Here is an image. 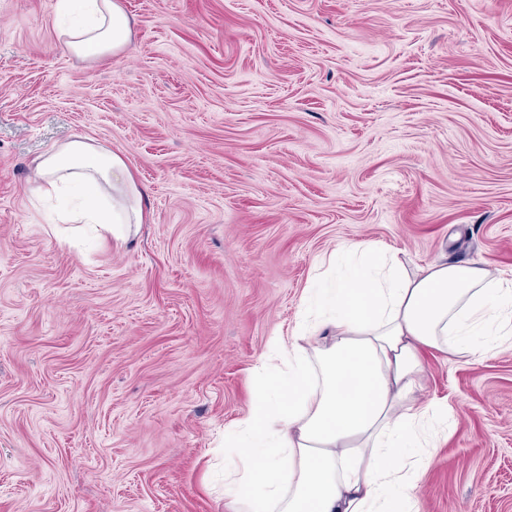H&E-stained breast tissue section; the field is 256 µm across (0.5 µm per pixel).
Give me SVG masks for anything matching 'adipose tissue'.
I'll return each mask as SVG.
<instances>
[{
  "label": "adipose tissue",
  "mask_w": 512,
  "mask_h": 512,
  "mask_svg": "<svg viewBox=\"0 0 512 512\" xmlns=\"http://www.w3.org/2000/svg\"><path fill=\"white\" fill-rule=\"evenodd\" d=\"M58 46L95 61L126 49L118 0H58ZM32 196L69 221L125 241L143 222L144 192L125 161L76 139L44 154ZM512 326V280L480 263L419 266L398 249L341 243L305 289L289 338L272 337L255 367L251 415L225 435L224 492L233 512H415L412 490L429 450L454 425L422 403L424 349L483 354Z\"/></svg>",
  "instance_id": "ef3b65f1"
}]
</instances>
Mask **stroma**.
<instances>
[{
	"label": "stroma",
	"instance_id": "obj_1",
	"mask_svg": "<svg viewBox=\"0 0 512 512\" xmlns=\"http://www.w3.org/2000/svg\"><path fill=\"white\" fill-rule=\"evenodd\" d=\"M119 2L91 62L0 0V512H232L224 431L342 242L512 279V0ZM77 136L146 192L127 243L25 190ZM425 365L455 426L419 512H512V335Z\"/></svg>",
	"mask_w": 512,
	"mask_h": 512
}]
</instances>
